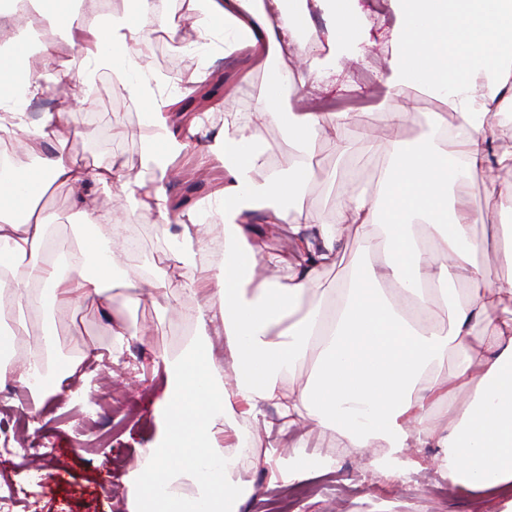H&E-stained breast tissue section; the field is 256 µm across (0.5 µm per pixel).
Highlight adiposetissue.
Segmentation results:
<instances>
[{
	"mask_svg": "<svg viewBox=\"0 0 512 512\" xmlns=\"http://www.w3.org/2000/svg\"><path fill=\"white\" fill-rule=\"evenodd\" d=\"M352 2L180 0L198 48L241 62L239 82L260 69L270 81L251 111L225 113L223 131L192 170L212 185L205 205L224 218L223 252L219 270L203 266L184 285L198 300L195 311H174L177 320L194 319L201 336L154 363L165 375L155 404L164 437L160 446L144 450L141 467L128 478L129 512H238L252 489L235 475L257 456L255 435L268 442L262 458L271 481L288 486L307 474L298 434L309 424L338 433L362 455L380 448L391 460L412 446L439 448V467L452 484L468 493L503 494L512 512V285L484 279L458 193L487 171L512 169V149L496 146L489 122L512 111V0H386L397 26L385 93L376 106L381 119L395 126L413 121L420 92L446 106L465 134L440 136L445 123L431 118L428 135L415 146L387 149L377 184L347 191L335 221L327 223L300 204L310 166L307 146L315 137H329L346 155L350 115L295 112L283 98L297 87L329 91L342 57L360 53L361 17ZM311 6L322 10L328 25L321 35L304 38L300 31ZM73 11V0H0V39L16 47L14 55H0V135L35 162L0 173V289L17 308L20 331L28 315L42 311L45 295L67 309L81 300H105L109 289L135 286L115 271L112 252L127 247L122 237L109 243L85 237L68 269H60L50 224L34 214L31 189L41 177L66 186L80 207L91 184H115L118 205L180 224L186 247L206 252L212 243V224L172 212L163 180L170 158L204 128L201 115L177 129L166 116L196 92L206 65L180 79L176 92L158 93L132 52L147 38L154 0H124L122 9L99 23L70 22ZM44 18L66 22V34L45 43L43 60L17 79L16 60L25 54L21 31ZM288 56L298 66H287ZM100 72L124 83L148 114L144 144L161 177L145 181L118 164L91 169L53 150L51 138L73 110L69 97L29 131L31 97L65 87L76 75L90 80ZM261 118L281 124L300 144L290 170L275 167L260 146ZM258 210L259 226L252 219ZM269 230L287 233L289 252L267 247ZM350 235L363 264L331 305L305 306V295L322 271L335 266ZM432 248L437 256L430 261ZM452 281L466 284V297L436 308ZM482 324L490 335L478 333ZM213 329L222 332L234 369L227 381L206 338ZM314 344L320 348L314 376L284 386ZM8 350L0 342V384L10 379L28 388L36 408L77 371L73 364L45 369L39 352L29 368L14 372ZM452 351L465 358L445 380L438 369ZM461 391L467 394L461 413L429 425L435 403ZM269 406L275 416L266 414ZM229 434L234 445L217 446V437ZM186 482L192 495L178 491Z\"/></svg>",
	"mask_w": 512,
	"mask_h": 512,
	"instance_id": "obj_1",
	"label": "adipose tissue"
}]
</instances>
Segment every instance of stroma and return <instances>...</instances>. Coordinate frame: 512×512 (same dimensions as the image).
Here are the masks:
<instances>
[{
  "label": "stroma",
  "mask_w": 512,
  "mask_h": 512,
  "mask_svg": "<svg viewBox=\"0 0 512 512\" xmlns=\"http://www.w3.org/2000/svg\"><path fill=\"white\" fill-rule=\"evenodd\" d=\"M167 12L156 29L162 32L160 44L144 42L141 62L154 74L163 76V91H171L180 75L193 71L199 58L193 50L177 49L167 35L169 28L186 27L174 0H165ZM365 25L371 44L364 61L347 63L345 77L357 86L356 92L342 94L341 100L352 119L346 135L352 145L345 160H338L334 141L321 138L315 143L310 185L304 207L321 220L336 219L339 194L349 186L367 187L378 180L384 162V146L395 142H418L427 130L430 113L448 117L446 107L420 97L414 120L393 127L380 119L374 109L383 94L376 68L390 52V37L395 19L381 0H364ZM236 67L235 62L214 60L208 79L200 84L195 96L183 100L181 111L211 109L207 133L191 143L177 165L194 162L212 135L224 126L225 110H236L252 103L267 84L264 71H256L233 99H225V83ZM80 102L63 131L64 154L90 168L106 167L118 161L132 171L144 170L142 161L144 116L130 99L126 86L112 74H97L93 82L76 79L72 85ZM122 129L124 137H113V129ZM512 188V169L499 170L491 180L475 179L465 186L474 221L470 233L480 247L478 259L484 277L506 284L512 268L501 263L497 254L501 246L502 225L512 222V212L501 209L499 194ZM36 214L47 217L57 236L71 246H78L84 234L106 239L112 235L108 224L87 226L67 189L51 179H44L36 200ZM138 247L122 256L120 269L132 279L147 275L164 278L179 285L194 272L191 264L173 260L179 246L176 224H164L154 215L127 210L122 218ZM359 254L355 240H348L333 268L324 270L313 288L311 301L331 302L336 289L345 280ZM120 317L128 329L120 354L112 352V319ZM194 322L169 321L163 307L146 294L129 292L115 296L111 304L90 301L71 309L47 304L39 315L28 318L27 330L19 340L26 352L42 349L45 334H52L55 347L70 354L80 365L79 378L63 383V394L48 399L38 411L30 413L27 440L14 435V418L28 413L19 399L0 401V442L9 449L0 454V492L13 491L18 499L14 512H128L127 488L123 482L127 466L137 463L142 451L156 445L157 425L153 403L162 394L163 378L153 372L155 356L178 355L187 340L196 334ZM96 357H87L88 348ZM110 382L119 402L108 408L101 424L118 425L110 446L89 448L79 434V424L70 411L75 400L70 390L81 398L98 392L103 382ZM302 454L306 459L322 461L329 469L306 479L309 496L301 499L295 512H327L335 504L336 512H504L505 503L491 498L474 502L471 495L452 487L447 476L436 466L432 448H414L400 478L381 476L367 461L354 456L345 440L336 432L306 427ZM39 441L54 448L55 459L44 462L37 477H30L24 464L25 441ZM236 481L253 486L255 495L241 512H271L275 499L286 490L269 484L263 470L252 466L240 470Z\"/></svg>",
  "instance_id": "stroma-1"
}]
</instances>
